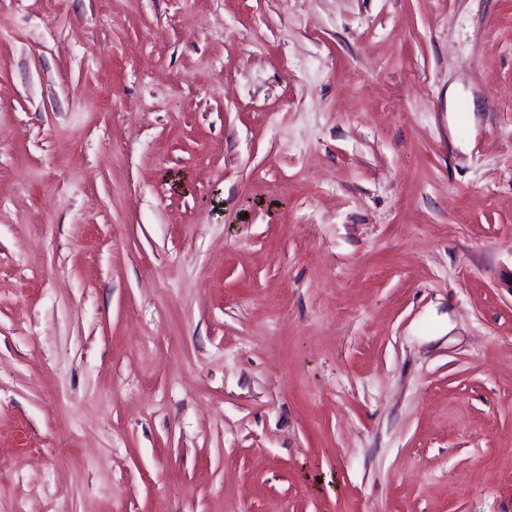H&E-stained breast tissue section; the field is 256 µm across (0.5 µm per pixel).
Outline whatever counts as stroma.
<instances>
[{
	"instance_id": "1",
	"label": "stroma",
	"mask_w": 512,
	"mask_h": 512,
	"mask_svg": "<svg viewBox=\"0 0 512 512\" xmlns=\"http://www.w3.org/2000/svg\"><path fill=\"white\" fill-rule=\"evenodd\" d=\"M510 277L512 0H0V512H512Z\"/></svg>"
}]
</instances>
